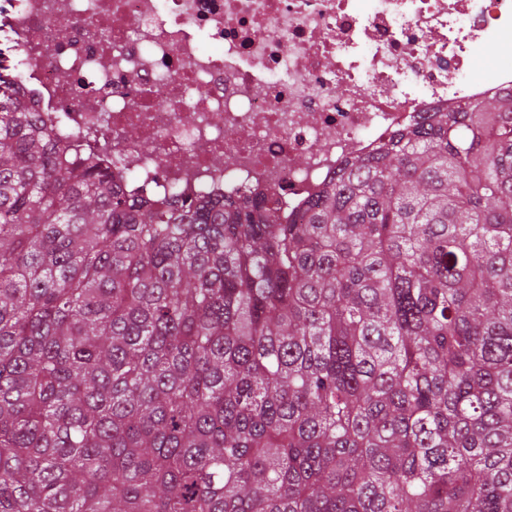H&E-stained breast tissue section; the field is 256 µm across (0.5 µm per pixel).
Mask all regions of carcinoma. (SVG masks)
I'll list each match as a JSON object with an SVG mask.
<instances>
[{"label":"carcinoma","mask_w":512,"mask_h":512,"mask_svg":"<svg viewBox=\"0 0 512 512\" xmlns=\"http://www.w3.org/2000/svg\"><path fill=\"white\" fill-rule=\"evenodd\" d=\"M0 72V512H512V92L160 207Z\"/></svg>","instance_id":"cac0c4a2"}]
</instances>
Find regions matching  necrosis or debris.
Returning a JSON list of instances; mask_svg holds the SVG:
<instances>
[{
	"instance_id": "necrosis-or-debris-1",
	"label": "necrosis or debris",
	"mask_w": 512,
	"mask_h": 512,
	"mask_svg": "<svg viewBox=\"0 0 512 512\" xmlns=\"http://www.w3.org/2000/svg\"><path fill=\"white\" fill-rule=\"evenodd\" d=\"M510 38L512 0H0L23 104L123 190L272 196L285 220L392 135L511 91Z\"/></svg>"
}]
</instances>
